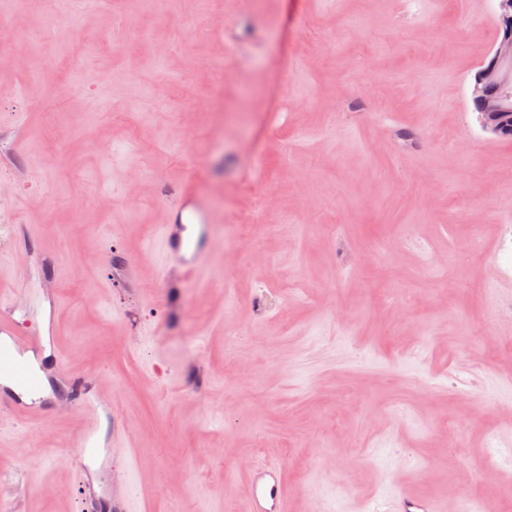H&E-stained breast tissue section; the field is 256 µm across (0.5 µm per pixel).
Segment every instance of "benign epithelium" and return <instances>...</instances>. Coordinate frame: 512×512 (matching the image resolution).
Segmentation results:
<instances>
[{
  "mask_svg": "<svg viewBox=\"0 0 512 512\" xmlns=\"http://www.w3.org/2000/svg\"><path fill=\"white\" fill-rule=\"evenodd\" d=\"M501 36L469 85L470 98L478 104L481 130L492 138L508 132L504 116L512 111V0H495Z\"/></svg>",
  "mask_w": 512,
  "mask_h": 512,
  "instance_id": "1",
  "label": "benign epithelium"
}]
</instances>
